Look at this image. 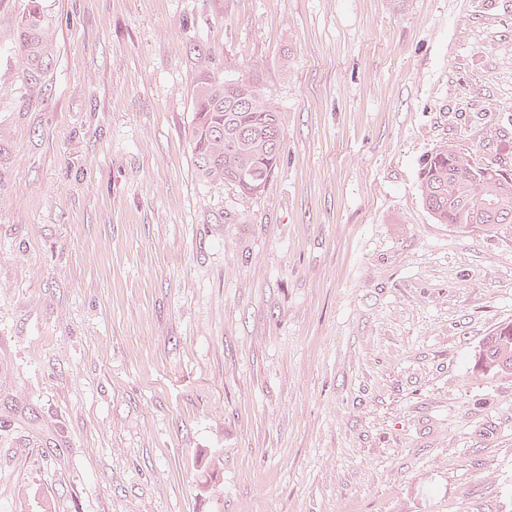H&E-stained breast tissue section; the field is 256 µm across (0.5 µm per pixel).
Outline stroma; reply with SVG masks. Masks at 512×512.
<instances>
[{
	"mask_svg": "<svg viewBox=\"0 0 512 512\" xmlns=\"http://www.w3.org/2000/svg\"><path fill=\"white\" fill-rule=\"evenodd\" d=\"M0 0V512H512V228L424 160L512 164V0ZM284 116L269 184L196 173L193 90ZM30 7L23 15L19 27L17 48L27 59L28 67L22 73L26 84L36 83L48 67V32L44 16L37 1L30 0ZM482 161L454 143L439 146L420 171L423 204L436 223L462 232L497 233L512 224V170ZM508 219V222L502 225ZM497 328L485 336L475 356L476 368L480 367L483 375L492 378L512 375V339L499 336L495 333Z\"/></svg>",
	"mask_w": 512,
	"mask_h": 512,
	"instance_id": "obj_1",
	"label": "stroma"
}]
</instances>
